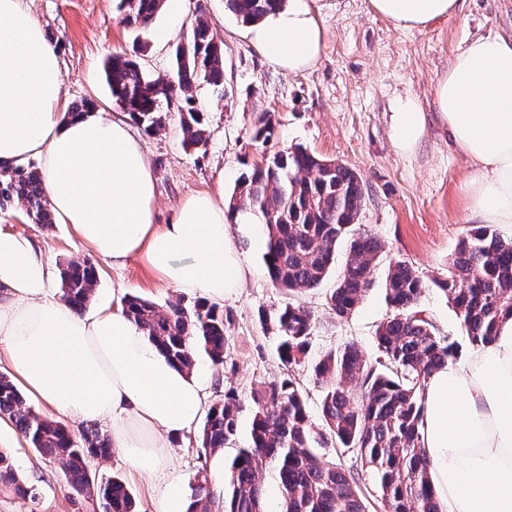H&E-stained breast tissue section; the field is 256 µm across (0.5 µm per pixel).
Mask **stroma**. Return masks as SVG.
I'll list each match as a JSON object with an SVG mask.
<instances>
[{"label":"stroma","instance_id":"obj_1","mask_svg":"<svg viewBox=\"0 0 512 512\" xmlns=\"http://www.w3.org/2000/svg\"><path fill=\"white\" fill-rule=\"evenodd\" d=\"M323 32L324 47L316 64L288 74L268 64L252 47L247 29L225 13L224 0H181L178 21L161 11L151 27L141 31L120 22L117 0H27L35 19L58 50L61 94L65 103L87 100L93 113L119 115L105 79L104 66L115 54L136 56L150 74L171 68L175 46L189 34L196 19H206L224 39V90L198 82L194 95L208 114L210 137L205 150L182 144L177 110L167 114L158 133H146L130 123L149 161L156 186L155 224L173 223L180 205L198 194L226 202L246 163L285 147L301 145L327 159L349 165L362 178L365 203L357 226L382 243L381 264L373 286L355 312L336 318L325 305V289L305 295L316 316L312 345L320 353L355 343L375 357V331L389 314L384 297L385 265L405 258L425 281L421 307L449 337L459 353L471 346L461 321L439 290L448 277V263L461 238L477 227L470 217L464 182L470 170L464 155L448 140L435 105L437 80L465 39L512 34V0H463L461 13L424 29L402 30L376 13L370 0H307ZM167 31L159 39L158 31ZM413 99L426 114L424 134L410 152L399 151L391 136L392 115ZM268 114L275 137L267 144L253 142L250 131L260 114ZM0 227L22 234L42 248L55 266L90 259L99 270L91 309H117L127 294L158 305L184 299L191 292L159 279L141 260L123 268L84 245L68 224L38 227L19 209L0 212ZM265 229L254 224L251 233L237 235L244 258L240 288L225 298L233 315L226 351L228 367L213 366L198 355L194 375L204 376L207 401L223 398L225 390L249 399L258 383L280 378L277 341L262 327L258 312L288 302L286 291L275 288L262 261ZM172 465L185 490L207 458L197 429L167 437ZM0 448L13 457L20 478L36 489L35 498L18 495L11 482L0 480V512H93L91 501L70 491L61 461L42 457L16 429L0 437ZM97 477H119L131 490L138 512H159L158 476L132 472L121 449L94 466Z\"/></svg>","mask_w":512,"mask_h":512}]
</instances>
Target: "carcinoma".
<instances>
[{
    "mask_svg": "<svg viewBox=\"0 0 512 512\" xmlns=\"http://www.w3.org/2000/svg\"><path fill=\"white\" fill-rule=\"evenodd\" d=\"M166 0H119L121 22L145 29ZM285 0H224V10L245 25L263 20ZM203 81L224 89V42L208 22L198 20L190 36L177 44L170 72L151 76L139 62L115 54L106 62V82L115 104L149 133L166 120L163 104L177 102L183 142L206 147L207 117L192 94ZM274 125L262 114L251 130L255 142L273 139ZM365 202V185L351 167L295 146L249 166L231 193L228 214L262 217L267 239L263 262L271 282L302 296L320 287L336 267V248L349 239L345 266L326 305L339 319L348 318L372 285L382 244L355 232ZM20 206L42 227L55 223L40 170L32 164H0V211ZM95 263L60 269L62 300L84 311L98 283ZM440 290L459 316L471 347L489 341L499 319L512 315V239L490 226L467 231L451 259ZM426 284L405 259L390 260L385 300L390 314L376 330L378 355L365 358L354 344L310 358L316 319L295 300L259 313L275 331L279 358L286 370L275 381L259 384L244 405L234 391L212 402L199 431L204 452L233 448L224 462V492L210 491L207 470L197 475L188 512H265L263 475L273 472L280 492V512H369L359 473L316 449L343 448L371 476L382 512H439L431 484L430 460L419 441L421 399L432 372L458 356L457 347L439 334L419 309ZM122 310L160 352L192 371L198 352L213 365L225 363L231 312L203 299L159 305L136 295L123 299ZM310 369L320 384V423L310 420L308 395L295 370ZM251 412L246 445L238 444L241 413ZM0 416L8 418L40 454L64 461L65 479L78 496L92 500L97 512H137L121 479L96 478L91 462L109 456L107 435L94 426L78 434L27 406L14 382L0 374ZM0 479L24 496L34 488L21 480L11 456L0 452Z\"/></svg>",
    "mask_w": 512,
    "mask_h": 512,
    "instance_id": "obj_1",
    "label": "carcinoma"
}]
</instances>
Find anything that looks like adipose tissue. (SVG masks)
I'll use <instances>...</instances> for the list:
<instances>
[{
    "label": "adipose tissue",
    "mask_w": 512,
    "mask_h": 512,
    "mask_svg": "<svg viewBox=\"0 0 512 512\" xmlns=\"http://www.w3.org/2000/svg\"><path fill=\"white\" fill-rule=\"evenodd\" d=\"M403 29L449 18L458 0H371ZM272 66L291 73L319 58L322 31L306 0L249 29ZM55 47L24 0H0V163L38 156L56 219L98 255L141 258L161 278L219 303L244 273L227 210L212 196L187 199L174 223L155 227V183L124 117L61 112ZM450 141L471 164L464 186L473 216L512 224V37L468 40L435 88ZM415 102L392 117L395 146L420 141ZM56 269L20 234L0 230V347L37 402L75 423L108 427L137 473L162 481L161 512H187L182 479L162 435L189 430L203 404L192 374L172 364L122 311L78 312L56 298ZM419 440L439 512H512V317L492 340L431 374Z\"/></svg>",
    "instance_id": "1"
}]
</instances>
